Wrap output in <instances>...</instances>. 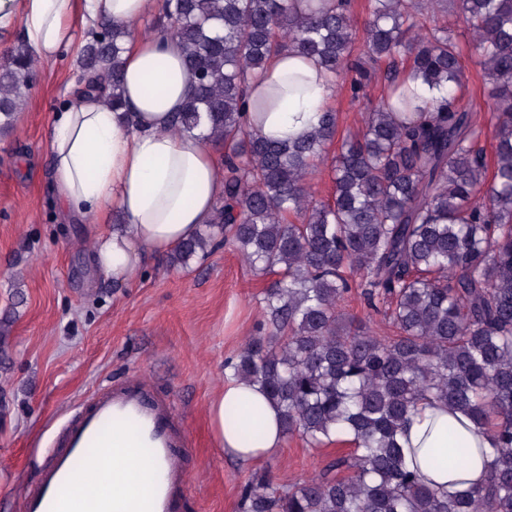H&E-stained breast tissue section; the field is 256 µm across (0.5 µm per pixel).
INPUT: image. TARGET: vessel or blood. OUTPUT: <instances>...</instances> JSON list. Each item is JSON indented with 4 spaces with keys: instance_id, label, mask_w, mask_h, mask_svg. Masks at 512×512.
I'll use <instances>...</instances> for the list:
<instances>
[{
    "instance_id": "vessel-or-blood-1",
    "label": "vessel or blood",
    "mask_w": 512,
    "mask_h": 512,
    "mask_svg": "<svg viewBox=\"0 0 512 512\" xmlns=\"http://www.w3.org/2000/svg\"><path fill=\"white\" fill-rule=\"evenodd\" d=\"M188 429L169 397L147 380L129 376L98 388L65 421L56 450L17 512H66L65 490L82 477L91 448H138L155 475L138 512H181L188 491Z\"/></svg>"
}]
</instances>
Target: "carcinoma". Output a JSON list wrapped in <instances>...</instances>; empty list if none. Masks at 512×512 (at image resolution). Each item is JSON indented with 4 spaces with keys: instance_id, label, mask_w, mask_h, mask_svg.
<instances>
[{
    "instance_id": "carcinoma-1",
    "label": "carcinoma",
    "mask_w": 512,
    "mask_h": 512,
    "mask_svg": "<svg viewBox=\"0 0 512 512\" xmlns=\"http://www.w3.org/2000/svg\"><path fill=\"white\" fill-rule=\"evenodd\" d=\"M460 2L456 33L428 24L436 0H369L360 28L352 0L304 12L292 0H163L156 33L180 42L197 75L174 127L224 146V197L169 263L224 242L254 273L278 275L258 336L226 367L265 390L285 434L350 448L295 485L251 481L245 512H512V0ZM129 36L104 20L79 53L84 88L117 111ZM288 49L349 78L366 112L331 158L326 201L313 199L309 180L335 138V112L283 143L245 125L247 78ZM472 56L496 119L491 165L464 103ZM37 74L19 42L0 65V131ZM410 80L440 96L419 105ZM357 276L368 308L396 334L378 336L342 310ZM428 399L487 426L481 487L439 496L407 468L398 435Z\"/></svg>"
}]
</instances>
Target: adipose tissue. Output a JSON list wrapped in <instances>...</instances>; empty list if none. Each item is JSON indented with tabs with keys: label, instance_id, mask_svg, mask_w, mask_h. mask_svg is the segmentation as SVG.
<instances>
[{
	"label": "adipose tissue",
	"instance_id": "obj_1",
	"mask_svg": "<svg viewBox=\"0 0 512 512\" xmlns=\"http://www.w3.org/2000/svg\"><path fill=\"white\" fill-rule=\"evenodd\" d=\"M159 6L160 0H0V30L22 26L27 44L50 60L73 43L76 25L94 24L104 14L135 27ZM195 82L177 41L135 33L124 53L126 111H112L100 96L79 90L55 115L49 153L62 210L79 221L101 222L111 213L124 220L96 239V263L115 283L127 281L146 253L169 252L196 236L224 193L220 152L197 133L173 128ZM334 92V81L313 63L278 52L249 82L248 128L270 142L295 139L317 124ZM234 406L258 412L257 442L246 443L241 424L227 421L225 412ZM209 417L216 447L241 464H256L283 446L280 411L257 384L227 379ZM399 443L422 483L453 493L481 482L490 437L462 412L424 403ZM456 443L465 454L454 466L432 464L433 456L447 455ZM107 478L121 484L131 503L146 495L151 481L137 454L105 449L90 458L67 512H82L89 502L99 512H113Z\"/></svg>",
	"mask_w": 512,
	"mask_h": 512
}]
</instances>
